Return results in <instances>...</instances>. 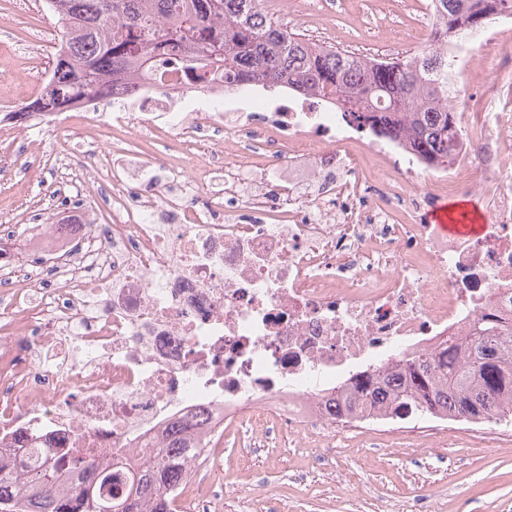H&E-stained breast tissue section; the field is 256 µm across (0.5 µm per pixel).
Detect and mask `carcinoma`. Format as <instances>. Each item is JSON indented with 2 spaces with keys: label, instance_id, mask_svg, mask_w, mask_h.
I'll use <instances>...</instances> for the list:
<instances>
[{
  "label": "carcinoma",
  "instance_id": "obj_1",
  "mask_svg": "<svg viewBox=\"0 0 512 512\" xmlns=\"http://www.w3.org/2000/svg\"><path fill=\"white\" fill-rule=\"evenodd\" d=\"M64 23L49 83L62 112L83 98H109L112 78L148 77L160 55L188 73L236 86L285 87L351 105L355 119L408 139L423 159L454 158L458 136L448 92V36L486 24L488 5L501 15L512 0H429L432 43L392 61L368 60L321 46L272 19L260 0H47ZM383 403L400 411L467 422L512 420V323L484 313L470 332L427 359L402 358L390 373L356 378L343 402L350 417ZM168 442L125 470L124 490L103 499L81 460L44 459L26 474V491L0 473V512H173L184 461L200 452L186 422L171 423Z\"/></svg>",
  "mask_w": 512,
  "mask_h": 512
}]
</instances>
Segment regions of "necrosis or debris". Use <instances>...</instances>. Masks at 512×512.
<instances>
[{"mask_svg":"<svg viewBox=\"0 0 512 512\" xmlns=\"http://www.w3.org/2000/svg\"><path fill=\"white\" fill-rule=\"evenodd\" d=\"M161 64L120 91L101 129L55 112L72 138L68 188L98 187L65 226L36 224L40 262L0 253V463L92 453L121 489L117 457L165 444L168 423H268L335 448L326 401L397 357H427L485 310L512 319V114L459 132L448 168L390 134L366 141L317 97L228 104ZM111 133L104 143L103 133ZM173 141L132 184L108 169L127 136ZM484 170L499 221L455 237L402 206L462 191Z\"/></svg>","mask_w":512,"mask_h":512,"instance_id":"4bbe7bcc","label":"necrosis or debris"}]
</instances>
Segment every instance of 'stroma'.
<instances>
[{
	"label": "stroma",
	"mask_w": 512,
	"mask_h": 512,
	"mask_svg": "<svg viewBox=\"0 0 512 512\" xmlns=\"http://www.w3.org/2000/svg\"><path fill=\"white\" fill-rule=\"evenodd\" d=\"M262 9L314 41L370 58H402L431 41L428 0H313L305 11L262 0ZM416 26L419 38L402 45L399 31ZM492 45L471 44L474 64L462 76L469 104L460 124L479 123L484 113H512V28L491 20ZM62 24L46 0H0V115L19 112L45 88L50 57L61 44ZM66 132L50 123L24 121L0 136V226L65 221L56 211L63 175L56 159ZM335 456L296 437L264 430L225 428L215 444L223 472L199 466L187 495L224 479L232 488L222 512H407L419 489L430 493L429 512H512V422L420 432L418 445L396 435L340 424Z\"/></svg>",
	"instance_id": "obj_1"
}]
</instances>
